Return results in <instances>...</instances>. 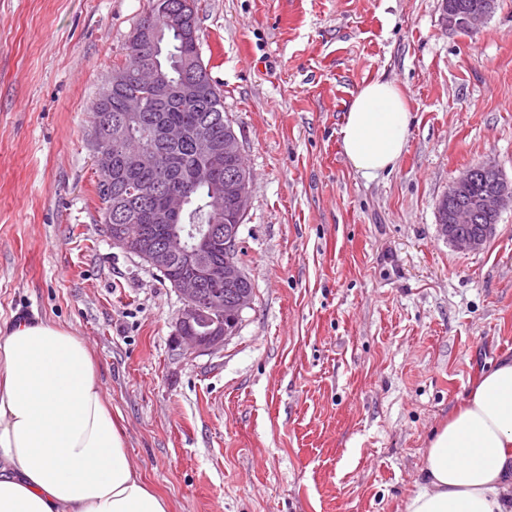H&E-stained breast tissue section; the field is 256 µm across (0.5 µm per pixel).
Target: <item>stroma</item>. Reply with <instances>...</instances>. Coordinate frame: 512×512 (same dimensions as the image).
Instances as JSON below:
<instances>
[{"instance_id": "obj_1", "label": "stroma", "mask_w": 512, "mask_h": 512, "mask_svg": "<svg viewBox=\"0 0 512 512\" xmlns=\"http://www.w3.org/2000/svg\"><path fill=\"white\" fill-rule=\"evenodd\" d=\"M150 0H0V324L89 346L131 464L170 512H404L433 431L512 358V210L442 236L465 168L512 182V0L467 35L442 0H199L202 58L253 173L255 288L235 335L184 355L183 302L99 217L90 108ZM410 112L366 179L340 126L365 83Z\"/></svg>"}]
</instances>
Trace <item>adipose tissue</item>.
<instances>
[{"mask_svg":"<svg viewBox=\"0 0 512 512\" xmlns=\"http://www.w3.org/2000/svg\"><path fill=\"white\" fill-rule=\"evenodd\" d=\"M409 123L396 84H364L340 127L351 167L393 170ZM0 512H169L129 462L86 342L53 323L0 335ZM405 512H512L511 360L434 431Z\"/></svg>","mask_w":512,"mask_h":512,"instance_id":"1","label":"adipose tissue"}]
</instances>
